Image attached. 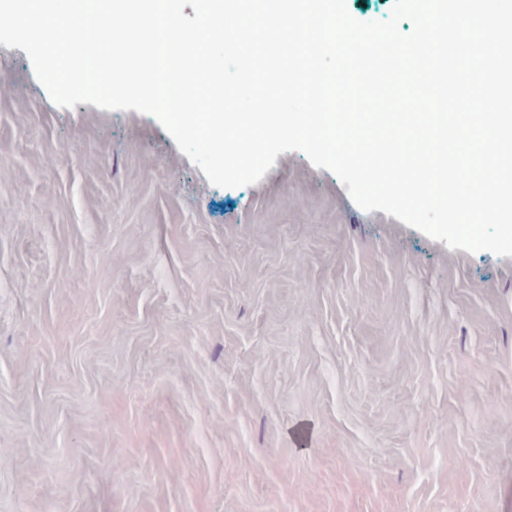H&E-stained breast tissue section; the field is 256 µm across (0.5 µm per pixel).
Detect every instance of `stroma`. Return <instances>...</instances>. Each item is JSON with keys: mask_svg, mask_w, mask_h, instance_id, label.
<instances>
[{"mask_svg": "<svg viewBox=\"0 0 512 512\" xmlns=\"http://www.w3.org/2000/svg\"><path fill=\"white\" fill-rule=\"evenodd\" d=\"M0 512H512V256L297 151L211 185L0 44Z\"/></svg>", "mask_w": 512, "mask_h": 512, "instance_id": "obj_1", "label": "stroma"}]
</instances>
